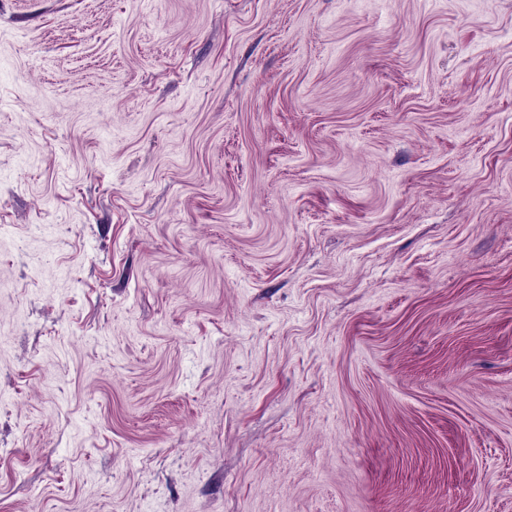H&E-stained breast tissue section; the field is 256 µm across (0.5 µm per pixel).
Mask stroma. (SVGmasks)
Here are the masks:
<instances>
[{"mask_svg":"<svg viewBox=\"0 0 512 512\" xmlns=\"http://www.w3.org/2000/svg\"><path fill=\"white\" fill-rule=\"evenodd\" d=\"M0 512H512V0H0Z\"/></svg>","mask_w":512,"mask_h":512,"instance_id":"stroma-1","label":"stroma"}]
</instances>
